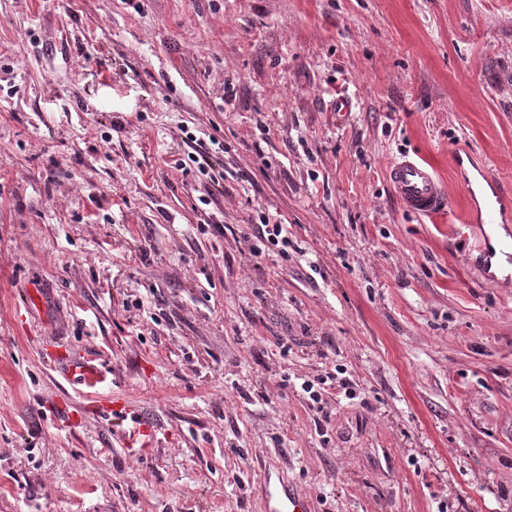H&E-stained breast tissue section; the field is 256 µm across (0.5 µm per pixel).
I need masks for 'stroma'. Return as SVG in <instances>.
Here are the masks:
<instances>
[{
  "label": "stroma",
  "mask_w": 512,
  "mask_h": 512,
  "mask_svg": "<svg viewBox=\"0 0 512 512\" xmlns=\"http://www.w3.org/2000/svg\"><path fill=\"white\" fill-rule=\"evenodd\" d=\"M184 125L227 171L277 164L198 211ZM406 151L446 215L391 193ZM477 163L512 184V0H0V512H263L266 465L313 512H512V273L463 222ZM258 204L288 262L218 232ZM58 351L100 360L103 399ZM338 370L322 436L295 384Z\"/></svg>",
  "instance_id": "obj_1"
}]
</instances>
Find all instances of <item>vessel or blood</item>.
Segmentation results:
<instances>
[{
    "instance_id": "1",
    "label": "vessel or blood",
    "mask_w": 512,
    "mask_h": 512,
    "mask_svg": "<svg viewBox=\"0 0 512 512\" xmlns=\"http://www.w3.org/2000/svg\"><path fill=\"white\" fill-rule=\"evenodd\" d=\"M388 185L409 213L432 217L448 209V192L436 169L418 157L402 155L391 165ZM469 197L480 198L481 204L467 211L465 221L472 224L479 249L488 250L487 225L498 223L505 205L512 201V189L493 177L486 167H478L475 179L465 184ZM66 375L77 384L93 388L100 381L101 370L88 358L72 359ZM265 512H311L305 496L287 481H265Z\"/></svg>"
}]
</instances>
